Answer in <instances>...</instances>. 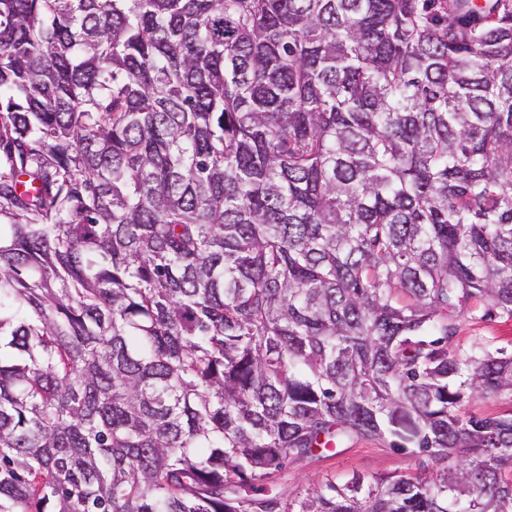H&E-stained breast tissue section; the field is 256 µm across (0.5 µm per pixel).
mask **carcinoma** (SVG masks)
<instances>
[{
	"label": "carcinoma",
	"instance_id": "obj_1",
	"mask_svg": "<svg viewBox=\"0 0 512 512\" xmlns=\"http://www.w3.org/2000/svg\"><path fill=\"white\" fill-rule=\"evenodd\" d=\"M512 0H0V512H512ZM428 458L288 500L354 439ZM459 331L454 343L465 347L478 342H489L495 348L512 350V318L501 315L487 316L483 305L469 306L459 318ZM470 410L483 417H495L512 410V394L505 393L495 398L475 397L469 402Z\"/></svg>",
	"mask_w": 512,
	"mask_h": 512
}]
</instances>
